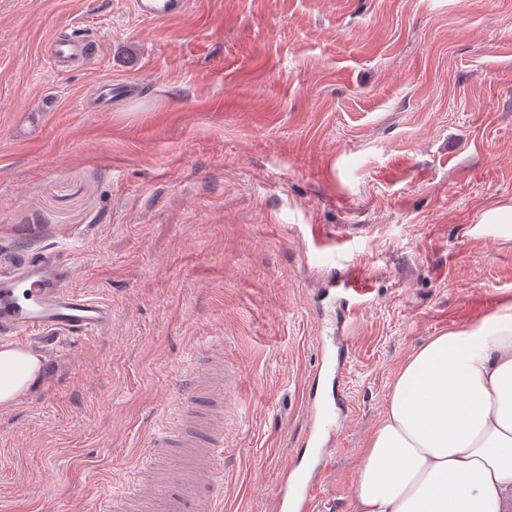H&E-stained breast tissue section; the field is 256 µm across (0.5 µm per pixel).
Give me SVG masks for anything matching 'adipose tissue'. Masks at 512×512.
<instances>
[{"mask_svg":"<svg viewBox=\"0 0 512 512\" xmlns=\"http://www.w3.org/2000/svg\"><path fill=\"white\" fill-rule=\"evenodd\" d=\"M42 368L40 354L0 347V407L26 398ZM350 512H512V298L402 361Z\"/></svg>","mask_w":512,"mask_h":512,"instance_id":"1","label":"adipose tissue"}]
</instances>
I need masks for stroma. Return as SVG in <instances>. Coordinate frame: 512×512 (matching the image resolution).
<instances>
[{
	"instance_id": "obj_1",
	"label": "stroma",
	"mask_w": 512,
	"mask_h": 512,
	"mask_svg": "<svg viewBox=\"0 0 512 512\" xmlns=\"http://www.w3.org/2000/svg\"><path fill=\"white\" fill-rule=\"evenodd\" d=\"M82 28L87 65L47 59ZM143 83L100 110L105 79ZM512 0H0V267L49 252L110 303L48 354L42 397L0 409V512H91L213 340L239 371L224 512H276L319 451L311 382L348 416L317 500L348 512L400 363L512 297ZM318 226L323 246L313 242ZM368 291L338 317L329 281ZM350 347L340 377L316 376ZM134 7L143 18L163 22L184 15L191 6L190 0H134Z\"/></svg>"
}]
</instances>
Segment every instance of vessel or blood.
Segmentation results:
<instances>
[{
    "mask_svg": "<svg viewBox=\"0 0 512 512\" xmlns=\"http://www.w3.org/2000/svg\"><path fill=\"white\" fill-rule=\"evenodd\" d=\"M191 0H134L143 18L163 22L184 15ZM99 45L71 29L55 37L49 59L57 70L91 62ZM70 265L53 255L17 269L0 271V340L53 351L61 342L104 329L112 308L71 284ZM205 362L195 363L169 385L177 407L172 424L155 435L144 459L132 470L130 487L101 512H223L224 428L234 415L238 377L224 357V345L207 346ZM336 412L323 407L314 444L336 447ZM328 468L319 461L304 483L282 480L275 492L278 512H314V487Z\"/></svg>",
    "mask_w": 512,
    "mask_h": 512,
    "instance_id": "1",
    "label": "vessel or blood"
}]
</instances>
